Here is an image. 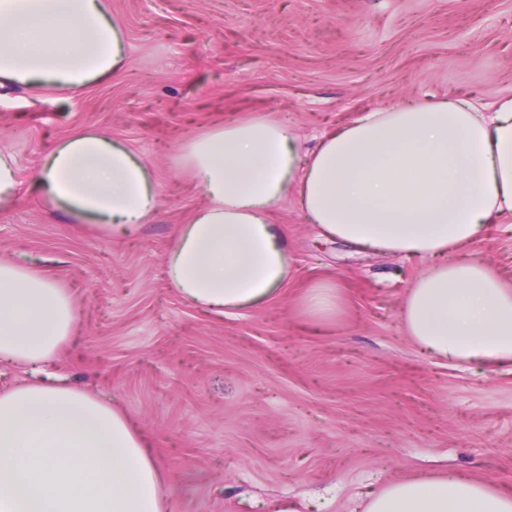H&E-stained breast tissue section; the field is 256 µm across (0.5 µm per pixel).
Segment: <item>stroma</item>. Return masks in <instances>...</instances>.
<instances>
[{"instance_id": "obj_1", "label": "stroma", "mask_w": 512, "mask_h": 512, "mask_svg": "<svg viewBox=\"0 0 512 512\" xmlns=\"http://www.w3.org/2000/svg\"><path fill=\"white\" fill-rule=\"evenodd\" d=\"M128 63L76 97L0 87V148L17 204L0 259L65 288L69 345L39 368L1 364L0 390L50 379L123 410L149 439L168 512H359L366 487L447 471L512 487V365L435 357L400 309L426 258L320 235L295 198L271 221L293 275L218 317L173 288L165 256L203 203L179 149L226 121L288 127L303 151L403 100L512 98V0H109ZM104 130L141 156L158 207L125 234L31 192L48 144ZM512 283V214L457 254ZM321 284L339 309L306 310Z\"/></svg>"}]
</instances>
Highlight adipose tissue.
<instances>
[{
  "label": "adipose tissue",
  "mask_w": 512,
  "mask_h": 512,
  "mask_svg": "<svg viewBox=\"0 0 512 512\" xmlns=\"http://www.w3.org/2000/svg\"><path fill=\"white\" fill-rule=\"evenodd\" d=\"M126 63L105 0H0V84L76 95ZM178 161L205 197L166 257L186 300L220 316L270 296L293 259L269 215L292 195L326 237L432 259L402 307L423 348L512 364V287L452 257L512 213V99L490 116L458 99L366 112L310 153L281 124L229 123ZM32 188L76 220L122 232L157 204L147 165L104 130L54 147ZM78 319L54 281L0 261V361H51ZM0 512H165L164 482L125 414L67 385L29 383L0 392ZM362 512H512V492L448 472L368 490Z\"/></svg>",
  "instance_id": "1"
}]
</instances>
